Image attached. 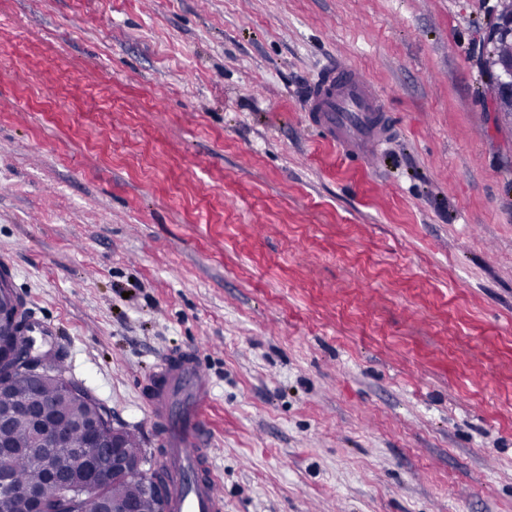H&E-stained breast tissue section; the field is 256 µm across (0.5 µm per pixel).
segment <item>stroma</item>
<instances>
[{"label": "stroma", "instance_id": "stroma-1", "mask_svg": "<svg viewBox=\"0 0 512 512\" xmlns=\"http://www.w3.org/2000/svg\"><path fill=\"white\" fill-rule=\"evenodd\" d=\"M496 0H0V262L143 450L193 347L224 512H512ZM381 155L308 124L327 61ZM497 40L494 44H489L491 41ZM509 39V40H504ZM512 14L509 17L499 18L490 32H486L483 37V43L491 45L484 51L481 48L480 67L482 74L487 78V86L489 85L496 94L495 97V112H502L507 115L512 113V97L509 99L498 92V87L501 82L500 74H502L501 63L512 58ZM309 123L351 159L372 152L386 134L385 107L371 82L351 65L330 62L306 102Z\"/></svg>", "mask_w": 512, "mask_h": 512}]
</instances>
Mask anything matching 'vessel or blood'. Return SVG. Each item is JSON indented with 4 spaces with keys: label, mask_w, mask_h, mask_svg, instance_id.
<instances>
[{
    "label": "vessel or blood",
    "mask_w": 512,
    "mask_h": 512,
    "mask_svg": "<svg viewBox=\"0 0 512 512\" xmlns=\"http://www.w3.org/2000/svg\"><path fill=\"white\" fill-rule=\"evenodd\" d=\"M308 120L352 159L372 152L386 133L385 107L371 82L351 65L331 62L311 88ZM195 350L167 354L151 389V417L160 429L156 453L169 472L165 512H224L222 479L204 412L208 387Z\"/></svg>",
    "instance_id": "obj_1"
}]
</instances>
